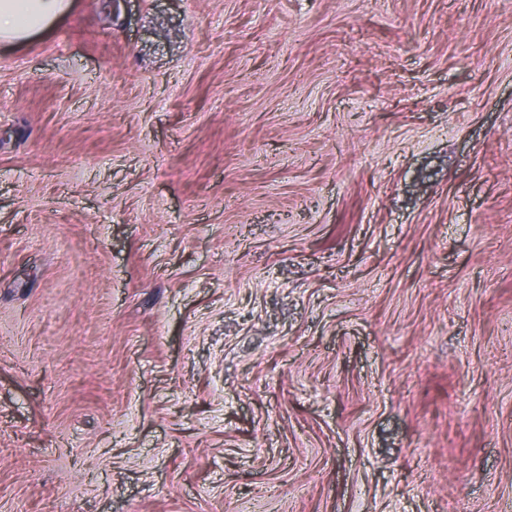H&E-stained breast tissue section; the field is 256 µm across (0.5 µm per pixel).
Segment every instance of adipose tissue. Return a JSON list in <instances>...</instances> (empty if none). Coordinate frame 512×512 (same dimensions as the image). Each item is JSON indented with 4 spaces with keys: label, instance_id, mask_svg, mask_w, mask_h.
I'll return each instance as SVG.
<instances>
[{
    "label": "adipose tissue",
    "instance_id": "obj_1",
    "mask_svg": "<svg viewBox=\"0 0 512 512\" xmlns=\"http://www.w3.org/2000/svg\"><path fill=\"white\" fill-rule=\"evenodd\" d=\"M70 8L71 0H0V42H24Z\"/></svg>",
    "mask_w": 512,
    "mask_h": 512
}]
</instances>
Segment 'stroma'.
<instances>
[{"instance_id": "obj_1", "label": "stroma", "mask_w": 512, "mask_h": 512, "mask_svg": "<svg viewBox=\"0 0 512 512\" xmlns=\"http://www.w3.org/2000/svg\"><path fill=\"white\" fill-rule=\"evenodd\" d=\"M0 46V512H512V0H73Z\"/></svg>"}]
</instances>
